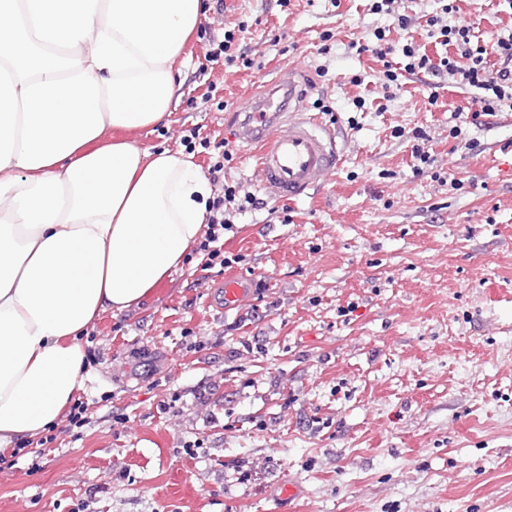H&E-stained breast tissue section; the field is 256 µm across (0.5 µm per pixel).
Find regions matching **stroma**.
<instances>
[{
	"label": "stroma",
	"instance_id": "stroma-1",
	"mask_svg": "<svg viewBox=\"0 0 512 512\" xmlns=\"http://www.w3.org/2000/svg\"><path fill=\"white\" fill-rule=\"evenodd\" d=\"M456 5L479 34L512 27V0ZM394 9L224 0L201 16L165 123L116 136L175 151L199 129L262 204L224 234L232 267L188 253L139 305L92 323L76 395L94 418L40 471L0 473V512H512V111L460 124L477 89L428 75L384 92L406 40L444 51L427 24L440 0ZM398 13L408 30H392ZM242 26L252 67L211 61L209 38ZM288 69L340 158L291 201L267 194L235 137L239 107ZM418 130L462 189L416 172ZM239 277L246 299L219 309L221 281ZM284 479L300 494L281 498Z\"/></svg>",
	"mask_w": 512,
	"mask_h": 512
}]
</instances>
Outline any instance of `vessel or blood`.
<instances>
[{
  "label": "vessel or blood",
  "instance_id": "1",
  "mask_svg": "<svg viewBox=\"0 0 512 512\" xmlns=\"http://www.w3.org/2000/svg\"><path fill=\"white\" fill-rule=\"evenodd\" d=\"M306 97V88L292 72L281 73L261 97L250 101L240 122L238 137L257 151L263 185L276 197L308 195L339 164L328 130L302 114ZM248 287L244 279L224 281V308H236Z\"/></svg>",
  "mask_w": 512,
  "mask_h": 512
}]
</instances>
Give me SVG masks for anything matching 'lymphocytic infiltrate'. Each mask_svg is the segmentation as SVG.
Masks as SVG:
<instances>
[{"mask_svg":"<svg viewBox=\"0 0 512 512\" xmlns=\"http://www.w3.org/2000/svg\"><path fill=\"white\" fill-rule=\"evenodd\" d=\"M446 14L453 20L442 23L440 17H430L429 25L438 29L440 43L448 47V55L432 60L425 47L413 43L403 48L405 62L402 67H386L382 86L390 88L397 83L400 73L415 76L418 74L447 75L455 84L478 89L479 97L474 103V117L493 116L504 109H512V31L497 33L490 38H477L472 26L456 20L457 6L446 4ZM229 158L228 151H219L208 172L212 181L222 184V192L209 204V215L204 226L198 249L203 254L204 269L220 266L230 267L232 260L224 254L222 239L226 231L232 230L229 218L231 211L240 212L257 206L254 197H238L235 184L222 181L224 163Z\"/></svg>","mask_w":512,"mask_h":512,"instance_id":"obj_1","label":"lymphocytic infiltrate"}]
</instances>
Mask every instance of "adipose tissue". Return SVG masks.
Segmentation results:
<instances>
[{"mask_svg": "<svg viewBox=\"0 0 512 512\" xmlns=\"http://www.w3.org/2000/svg\"><path fill=\"white\" fill-rule=\"evenodd\" d=\"M203 0H0V454L82 379L87 328L136 306L194 244L191 156L111 129L159 124Z\"/></svg>", "mask_w": 512, "mask_h": 512, "instance_id": "obj_1", "label": "adipose tissue"}]
</instances>
